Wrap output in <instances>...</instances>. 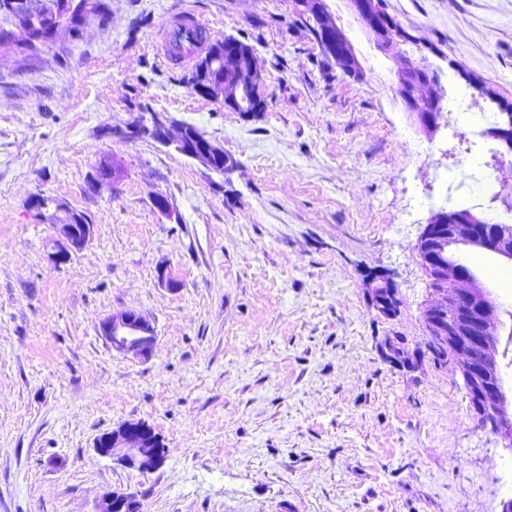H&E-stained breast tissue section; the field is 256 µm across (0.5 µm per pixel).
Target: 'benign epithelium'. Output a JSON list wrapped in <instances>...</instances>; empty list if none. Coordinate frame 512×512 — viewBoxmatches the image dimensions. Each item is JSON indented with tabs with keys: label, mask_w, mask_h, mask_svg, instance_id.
<instances>
[{
	"label": "benign epithelium",
	"mask_w": 512,
	"mask_h": 512,
	"mask_svg": "<svg viewBox=\"0 0 512 512\" xmlns=\"http://www.w3.org/2000/svg\"><path fill=\"white\" fill-rule=\"evenodd\" d=\"M349 8L364 22L376 44L383 51L398 53L401 30L393 25L380 0H346ZM299 13L313 22V36L324 53L339 64L355 72L359 68L355 49L345 31L336 24L327 0H296ZM0 10L10 16L0 26V41H10L14 31L28 32L31 17L18 9L17 0H3ZM224 43V72L237 71L240 79L227 83L209 76L197 85L200 96H217L227 107L250 116L256 114L253 103L240 94L243 84H258L261 74L254 52L247 50L231 37ZM438 72L426 59L405 60L398 73L397 95L406 111L416 117L420 128L432 136L441 127L443 119ZM153 139L175 147L180 154L214 169V161L223 163L224 170L238 166V161L224 148L200 135L191 126H181L172 135L160 124L152 126ZM485 136L499 142L512 153V113L506 116ZM30 204L54 221L57 239L50 260L62 265L72 253L82 249L94 232L92 224H75L74 212L57 199L42 200L33 197ZM65 216L60 217L58 213ZM467 245L512 259V234L495 228L469 210H440L425 225L417 246V258L428 278L431 299L423 315L429 336L454 357L461 358L460 370L470 402L480 420L494 426V432L507 440L512 449V423L505 420L512 413V402L503 392L498 371L495 347L497 343L496 304L490 292L475 277L465 274L449 257V248ZM373 296L380 310L392 314L397 298L391 276L384 270L374 271L369 278ZM102 333L112 349L147 357L155 343V331L141 314L129 310L108 317L102 323ZM93 448L100 457L111 458L121 465L141 472L159 468L165 458L160 436L144 420L127 421L94 439ZM97 512H139V503L127 492L114 491L102 498Z\"/></svg>",
	"instance_id": "1"
}]
</instances>
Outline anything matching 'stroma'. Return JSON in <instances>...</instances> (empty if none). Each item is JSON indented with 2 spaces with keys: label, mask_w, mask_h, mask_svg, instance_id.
<instances>
[{
  "label": "stroma",
  "mask_w": 512,
  "mask_h": 512,
  "mask_svg": "<svg viewBox=\"0 0 512 512\" xmlns=\"http://www.w3.org/2000/svg\"><path fill=\"white\" fill-rule=\"evenodd\" d=\"M106 24L0 49V512H96L108 492L142 512H500L512 450L480 423L456 359L426 344L416 244L447 180L498 142L427 136L396 95L401 56L442 94L473 82L512 105V0H386L404 34L381 51L346 0H328L359 70L324 68L295 0H106ZM189 7L212 39L249 43L268 109L244 117L195 95L168 64L165 18ZM196 128L239 162L220 174L151 138L138 118ZM112 171L100 181V168ZM85 214L92 239L48 259L34 194ZM498 306L512 396V261L462 247ZM395 282L392 316L368 278ZM151 322L149 357L112 349V314ZM143 419L163 465L92 448Z\"/></svg>",
  "instance_id": "35a3bbf8"
}]
</instances>
